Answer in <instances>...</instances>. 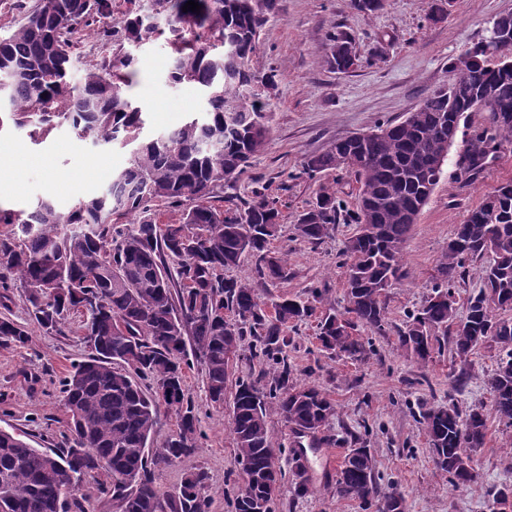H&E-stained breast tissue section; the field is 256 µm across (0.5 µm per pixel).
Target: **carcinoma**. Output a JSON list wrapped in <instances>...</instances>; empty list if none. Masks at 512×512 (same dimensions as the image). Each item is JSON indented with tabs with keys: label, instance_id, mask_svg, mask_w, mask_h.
Listing matches in <instances>:
<instances>
[{
	"label": "carcinoma",
	"instance_id": "carcinoma-1",
	"mask_svg": "<svg viewBox=\"0 0 512 512\" xmlns=\"http://www.w3.org/2000/svg\"><path fill=\"white\" fill-rule=\"evenodd\" d=\"M142 0H125L111 25L114 0H17L21 21L0 37V132L11 124L33 142L66 125L80 138L133 146L127 167L98 195L67 211L49 200L31 211L0 208V224L19 232L0 234V287L24 290L31 318L45 332H59L65 314L82 309L89 354L63 381L70 434L57 451L36 448L23 436L0 430V512H85L76 497L82 483L104 472L100 493L118 501L121 512H210L207 475L188 474L173 493L160 491L153 471L198 448L194 406L184 392L187 352L204 368L210 402L224 406L235 365L227 346L250 337L251 357L269 367L268 387L239 379L231 406L235 464L250 476L249 493L238 494L234 512H275L277 496L265 481L275 467L269 418L275 413L295 434L328 443L322 431L336 405L320 389L290 382L286 352L288 324L302 322L313 308L284 298L267 309L257 286L286 278L287 262L270 248L282 214L278 201L255 190L244 207L221 211L208 204L215 189L232 183L264 146L269 114L256 109L259 96L251 70L261 29L277 0H149L153 22L142 20ZM172 35L174 84L200 92L203 114L178 128L141 138L144 112L126 91L136 73L129 47L164 33ZM98 27L102 52L78 84L70 81L73 52L81 33ZM343 31L328 34L327 63L338 72L358 67ZM473 92L458 99L438 89L398 123L363 134L352 144L338 140L304 162L308 173L344 170L358 185L351 212L323 186L298 219L299 236L311 243L329 237L336 224L356 225L342 251L347 266L345 312L329 311L319 323L321 350L365 361L373 344L357 326L385 333L387 288L404 276L401 254L413 226L411 215L429 199L443 167L438 159L448 128L469 112L487 113L470 134L456 179L471 184L485 161L512 146V49L504 54L486 39L471 47L468 68ZM356 161L346 163L348 155ZM182 209L178 224H162L158 207ZM369 224L372 233L365 232ZM249 253L252 279L224 277ZM490 255L482 286L456 317L455 286L468 260ZM436 283L424 305L398 331L400 348L428 362L441 341L467 358L492 340L497 368L487 383L500 420L512 426V319L497 317L512 305V181L500 183L456 226L437 266ZM0 340L25 344L24 327L0 318ZM191 349H186V346ZM150 378L176 395L175 403L147 392ZM174 410L178 431L152 452L149 440L162 409ZM437 465L455 485L478 477L471 451L484 445L487 425L478 409L467 412L450 401L420 412ZM293 492L310 490L307 458L292 451ZM338 496L376 512H404L397 488L378 496L376 460L363 445L351 448L336 473Z\"/></svg>",
	"mask_w": 512,
	"mask_h": 512
}]
</instances>
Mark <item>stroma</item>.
Returning a JSON list of instances; mask_svg holds the SVG:
<instances>
[{
	"label": "stroma",
	"mask_w": 512,
	"mask_h": 512,
	"mask_svg": "<svg viewBox=\"0 0 512 512\" xmlns=\"http://www.w3.org/2000/svg\"><path fill=\"white\" fill-rule=\"evenodd\" d=\"M432 5L433 0H388L383 11L367 15L354 10L350 0H278V13L264 27L252 60L257 80L275 77L274 89L265 95L272 131L239 179L218 189L211 203L233 208L252 200L258 188L280 200L281 230L270 249L285 256L288 275L261 289L260 296L269 304L284 298L314 304L311 317L288 327L287 361L294 383L317 386L336 405L325 430L332 439L334 463H341L360 437L376 459L380 492L398 489L405 512H493L491 488L512 484V427L496 416L487 385L498 349H479L463 361L445 347L422 364L399 348L397 336L409 314L430 295L456 225L497 185L512 180V148L497 153L475 184L460 186L457 163L472 128L486 118L482 112L469 113L403 247L405 276L386 292L385 334L358 330L375 349L368 361L330 357L317 340L322 314L331 308L343 311L346 305L347 268L341 250L352 225L337 224L318 243L303 240L295 230L320 186L333 187L346 207L355 204L353 177L340 170L305 174L306 158L322 153L333 141L402 121L433 91L454 81L453 58L485 38L495 18L512 13V0H447L442 19L432 22ZM333 28L354 38L361 64L351 72L333 71L326 62L325 36ZM137 55L128 93L148 110L146 134L180 126L198 109L200 95L194 86L175 87L169 81L172 50L167 36L145 42ZM129 159V149L77 138L65 127L38 145L22 130L1 134L0 207L22 211L47 198L59 209H69L75 200L100 192ZM316 289L322 293L317 302L312 299ZM1 315L25 326L29 340L23 345L0 342V429L25 435L37 448H59L70 422L62 382L88 353L83 340L86 317L69 312L61 332H44L31 319L18 288L0 298ZM184 388L203 432L201 446L174 465L155 469L154 481L161 491L171 492L187 474L205 471L211 512H232L240 478L228 429L230 411L211 405L200 364L185 368ZM451 400L464 409L482 410L488 427L484 446L473 453L479 477L461 486L437 466L420 422L422 405ZM269 428L283 474L276 512H365L359 503L337 495L335 472L320 473L314 464L308 471L309 493L294 496L288 453L293 436L279 416L270 417Z\"/></svg>",
	"instance_id": "obj_1"
}]
</instances>
